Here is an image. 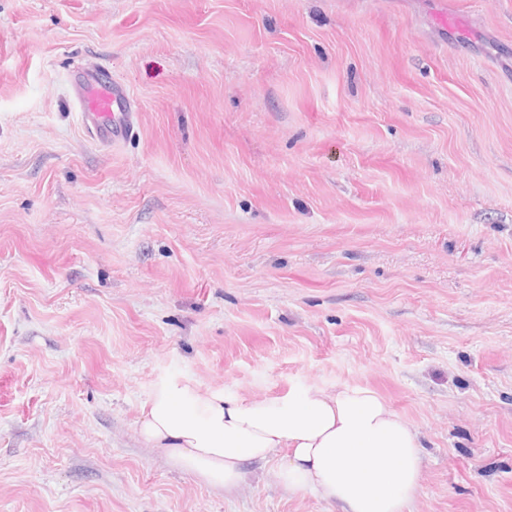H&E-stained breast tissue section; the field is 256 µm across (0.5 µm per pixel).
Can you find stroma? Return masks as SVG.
Here are the masks:
<instances>
[{"mask_svg":"<svg viewBox=\"0 0 512 512\" xmlns=\"http://www.w3.org/2000/svg\"><path fill=\"white\" fill-rule=\"evenodd\" d=\"M162 376L369 388L411 512H512V0H0V512H331L144 447ZM71 79L86 134L103 146H119L133 132L135 101L130 93L103 69L77 67Z\"/></svg>","mask_w":512,"mask_h":512,"instance_id":"obj_1","label":"stroma"}]
</instances>
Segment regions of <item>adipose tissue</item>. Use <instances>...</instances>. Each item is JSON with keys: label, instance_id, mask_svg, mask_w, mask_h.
<instances>
[{"label": "adipose tissue", "instance_id": "ef3b65f1", "mask_svg": "<svg viewBox=\"0 0 512 512\" xmlns=\"http://www.w3.org/2000/svg\"><path fill=\"white\" fill-rule=\"evenodd\" d=\"M138 436L212 489L236 490L257 464L263 482L339 512H408L423 466L415 427L376 392L348 385L245 399L163 377Z\"/></svg>", "mask_w": 512, "mask_h": 512}]
</instances>
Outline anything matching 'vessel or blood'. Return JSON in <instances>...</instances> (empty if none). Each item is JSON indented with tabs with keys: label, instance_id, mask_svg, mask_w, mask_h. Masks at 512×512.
Segmentation results:
<instances>
[{
	"label": "vessel or blood",
	"instance_id": "b4317fda",
	"mask_svg": "<svg viewBox=\"0 0 512 512\" xmlns=\"http://www.w3.org/2000/svg\"><path fill=\"white\" fill-rule=\"evenodd\" d=\"M71 79L79 120L89 138L103 146L124 143L134 128L135 101L130 93L100 68H76Z\"/></svg>",
	"mask_w": 512,
	"mask_h": 512
}]
</instances>
